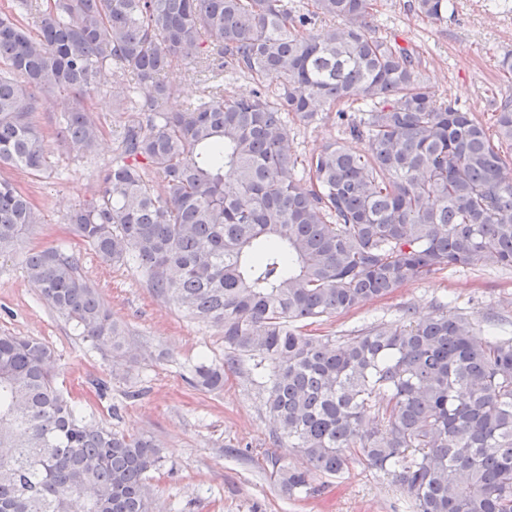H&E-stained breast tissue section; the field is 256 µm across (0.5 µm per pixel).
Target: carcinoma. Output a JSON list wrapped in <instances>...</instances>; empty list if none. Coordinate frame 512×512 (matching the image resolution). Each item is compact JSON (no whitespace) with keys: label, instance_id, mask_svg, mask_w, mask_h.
Instances as JSON below:
<instances>
[{"label":"carcinoma","instance_id":"carcinoma-1","mask_svg":"<svg viewBox=\"0 0 512 512\" xmlns=\"http://www.w3.org/2000/svg\"><path fill=\"white\" fill-rule=\"evenodd\" d=\"M372 0H12L0 14V169L50 168L33 122L55 95L59 133L92 153L102 128L70 94L108 93L141 113L72 233L106 263L135 264L157 296L224 330L265 393L273 437L306 458L272 463L281 490H311L355 456L392 477L414 512H512V333L459 312L310 336L297 323L355 309L451 266L512 268V94L495 133L430 93L395 39L370 34ZM452 0H414L448 18ZM37 18L31 29L25 20ZM342 25H336V22ZM329 28L317 30V23ZM193 60L212 74L167 109L163 79ZM248 74L241 97L224 72ZM322 102L343 132L301 164L289 115ZM0 178V253L42 223ZM28 278L79 335L126 354L96 288L62 246L30 250ZM51 349L0 335V512H149L164 456L151 436L87 419L58 389ZM194 385L224 387L200 364Z\"/></svg>","mask_w":512,"mask_h":512}]
</instances>
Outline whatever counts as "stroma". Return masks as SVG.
<instances>
[{"mask_svg": "<svg viewBox=\"0 0 512 512\" xmlns=\"http://www.w3.org/2000/svg\"><path fill=\"white\" fill-rule=\"evenodd\" d=\"M408 4L374 0L373 36L397 39L417 51L430 91L492 126L494 98L512 94V79L499 66L512 50V12L492 0H453L447 20L435 23ZM88 104L103 123L101 143L88 156L70 151L58 137V113L47 107L32 116L45 131L52 166L38 177L18 172L14 178L44 221L14 251L0 254V334L46 343L56 359L60 389L97 423L160 443L164 463L152 480V512H410L390 476L355 461L340 477H313L311 494L284 495L271 476V458L298 467L305 461L274 442L260 387L245 369L225 363L222 329L158 298L136 268L103 262L71 233L70 212L98 191L102 171L117 154L119 132L137 118L116 111L105 94L91 96ZM288 129L291 150L301 158L335 139L351 150L361 148L328 121L292 120ZM58 245L74 255L113 321L126 328L129 356L121 365H114L110 349L85 340L52 311L28 278L24 253ZM441 311H461L478 321L496 312L512 316V268L452 267L357 309L306 322L304 331L353 336L372 323L420 320ZM202 360L223 366L222 389L190 386ZM95 379L107 383L105 396L92 387Z\"/></svg>", "mask_w": 512, "mask_h": 512, "instance_id": "1", "label": "stroma"}]
</instances>
